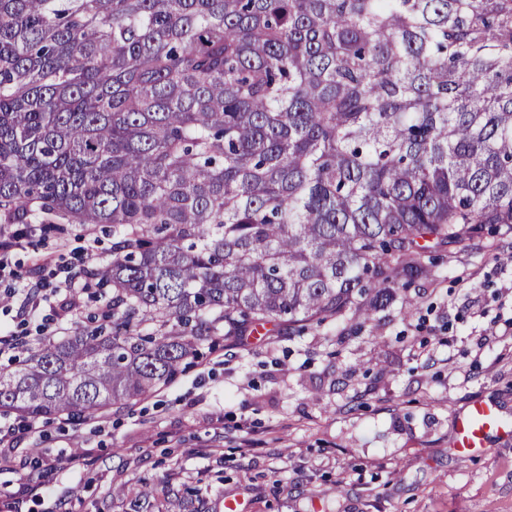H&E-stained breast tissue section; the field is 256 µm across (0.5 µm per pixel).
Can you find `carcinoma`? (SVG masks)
I'll list each match as a JSON object with an SVG mask.
<instances>
[{
	"label": "carcinoma",
	"mask_w": 512,
	"mask_h": 512,
	"mask_svg": "<svg viewBox=\"0 0 512 512\" xmlns=\"http://www.w3.org/2000/svg\"><path fill=\"white\" fill-rule=\"evenodd\" d=\"M0 210L112 228L89 323L9 340L20 420L132 405L219 335L368 319L512 232V0H0Z\"/></svg>",
	"instance_id": "carcinoma-1"
}]
</instances>
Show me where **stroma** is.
I'll list each match as a JSON object with an SVG mask.
<instances>
[{
	"label": "stroma",
	"mask_w": 512,
	"mask_h": 512,
	"mask_svg": "<svg viewBox=\"0 0 512 512\" xmlns=\"http://www.w3.org/2000/svg\"><path fill=\"white\" fill-rule=\"evenodd\" d=\"M111 247L29 237L0 291L52 283L43 255L77 270ZM479 400L501 428L456 454L454 418ZM164 481L209 512H512V237L441 251L370 318L221 341L134 406L40 422L0 465V512H125L128 488Z\"/></svg>",
	"instance_id": "1"
}]
</instances>
